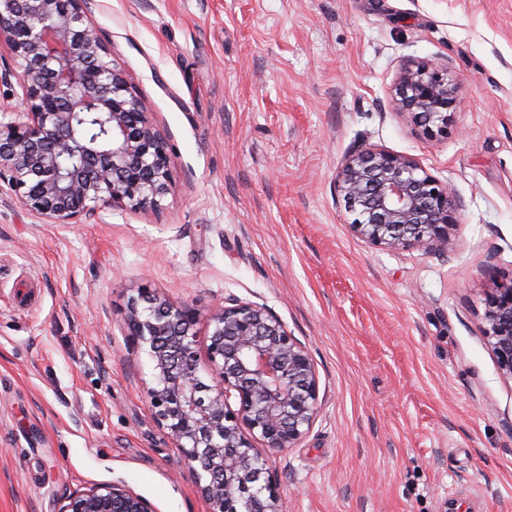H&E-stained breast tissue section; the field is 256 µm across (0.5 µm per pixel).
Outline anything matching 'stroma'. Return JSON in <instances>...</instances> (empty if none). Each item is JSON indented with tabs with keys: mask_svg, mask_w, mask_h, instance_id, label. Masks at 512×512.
Instances as JSON below:
<instances>
[{
	"mask_svg": "<svg viewBox=\"0 0 512 512\" xmlns=\"http://www.w3.org/2000/svg\"><path fill=\"white\" fill-rule=\"evenodd\" d=\"M162 132L159 212L47 224L0 181V512H55L120 480L157 512H210L125 334L147 286L207 315L266 305L308 349L318 411L269 459L287 512H512V381L481 335L512 276V0H92ZM410 59L448 64L456 127L390 108ZM367 144L463 202L450 257L376 247L336 190Z\"/></svg>",
	"mask_w": 512,
	"mask_h": 512,
	"instance_id": "35a3bbf8",
	"label": "stroma"
}]
</instances>
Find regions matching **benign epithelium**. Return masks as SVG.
<instances>
[{"mask_svg": "<svg viewBox=\"0 0 512 512\" xmlns=\"http://www.w3.org/2000/svg\"><path fill=\"white\" fill-rule=\"evenodd\" d=\"M90 0H0V42L25 119L0 125V180L51 224H75L97 209L158 212L173 191L166 142L113 62L93 23ZM460 86L448 66L413 62L397 77L392 104L429 138L455 127ZM87 119L104 136L76 132ZM336 184L350 229L365 242L446 256L454 249L460 200L413 159L359 146ZM199 309L152 288L128 298L127 336L153 362L147 397L182 453L210 512H284L268 477L269 455L295 447L318 399L307 348L263 304L233 299L213 308L210 380L199 375ZM482 336L502 378L512 381V276L485 296ZM236 399L237 408L230 400ZM57 512H156L122 482L63 494Z\"/></svg>", "mask_w": 512, "mask_h": 512, "instance_id": "obj_1", "label": "benign epithelium"}]
</instances>
